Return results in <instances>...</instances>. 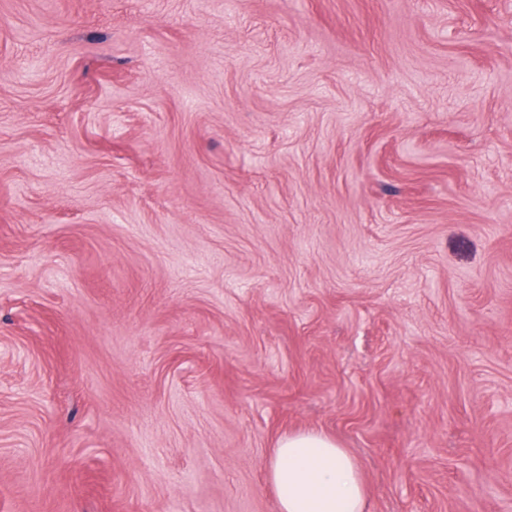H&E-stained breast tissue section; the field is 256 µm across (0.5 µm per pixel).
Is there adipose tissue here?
Listing matches in <instances>:
<instances>
[{
	"label": "adipose tissue",
	"mask_w": 512,
	"mask_h": 512,
	"mask_svg": "<svg viewBox=\"0 0 512 512\" xmlns=\"http://www.w3.org/2000/svg\"><path fill=\"white\" fill-rule=\"evenodd\" d=\"M279 512H367L358 460L317 431L282 435L267 466Z\"/></svg>",
	"instance_id": "obj_1"
}]
</instances>
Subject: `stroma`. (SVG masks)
Here are the masks:
<instances>
[{
	"label": "stroma",
	"mask_w": 512,
	"mask_h": 512,
	"mask_svg": "<svg viewBox=\"0 0 512 512\" xmlns=\"http://www.w3.org/2000/svg\"><path fill=\"white\" fill-rule=\"evenodd\" d=\"M512 512V0H0V512ZM279 512H368L358 460L317 431L282 435L267 466Z\"/></svg>",
	"instance_id": "stroma-1"
}]
</instances>
